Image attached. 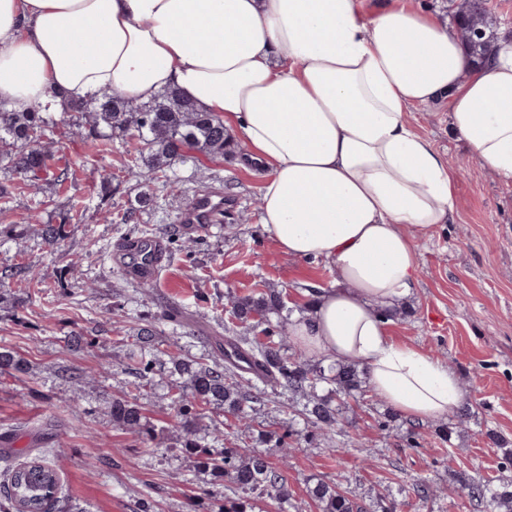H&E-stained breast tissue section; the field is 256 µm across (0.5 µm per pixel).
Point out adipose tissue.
Masks as SVG:
<instances>
[{
    "label": "adipose tissue",
    "instance_id": "ef3b65f1",
    "mask_svg": "<svg viewBox=\"0 0 512 512\" xmlns=\"http://www.w3.org/2000/svg\"><path fill=\"white\" fill-rule=\"evenodd\" d=\"M170 88L269 166L260 222L278 251L336 272L293 322L298 346L366 366L410 422L463 404L456 373L387 331L418 284V235L455 217L448 164L408 115L447 103L453 132L512 182V41L476 68L453 27L390 2L368 18L360 0H0L10 111Z\"/></svg>",
    "mask_w": 512,
    "mask_h": 512
}]
</instances>
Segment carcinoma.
<instances>
[{
  "instance_id": "1",
  "label": "carcinoma",
  "mask_w": 512,
  "mask_h": 512,
  "mask_svg": "<svg viewBox=\"0 0 512 512\" xmlns=\"http://www.w3.org/2000/svg\"><path fill=\"white\" fill-rule=\"evenodd\" d=\"M456 20L458 30L474 34L461 41L473 64H482L497 50L485 0H469L464 8L457 9ZM71 111L92 119L94 135L103 144L111 142L117 131L137 138L142 148L134 158L136 176L147 187L170 185L173 166L185 161L190 152L211 158H234L240 154L224 124L197 111L190 99L177 90L150 103L129 102L105 91L98 98L73 104ZM71 127V120H56L48 112H10L0 106V167L30 186L50 176L64 183L68 168L53 167L55 151L48 139L55 131ZM41 236L47 245L57 246L66 236L65 225L45 224ZM229 305V316L245 328L258 331L264 340L227 337L228 350L221 362L174 360L175 371L182 377L171 385V402L180 418L185 450L194 465L208 471L214 480L232 485V495L224 496V505L218 512H253L249 495L255 492L276 501L288 498L285 470L273 467L269 458L273 451L287 457L286 439L293 436V430L266 437L265 441L272 443L269 451L242 455L236 448L223 447L216 452L195 438L203 411L211 406L223 407L247 427L248 411L254 405L269 397H285L311 434L331 443L337 425L336 398L362 396L366 384L364 372L356 367L325 365L307 359L301 350L285 351L288 309L279 292L238 296L229 300ZM132 361L138 365L136 375L143 381L139 385L142 389L149 382L155 354L136 351ZM10 370L23 372L27 365L11 352L1 351L0 371ZM110 412L114 424L152 439L135 399H113ZM448 472L458 495L467 499L475 512H512V483L498 484L451 468ZM309 494L318 502L320 512H367L366 506L334 483L318 480L309 486ZM22 505L32 512H71L68 499L62 496L59 474L43 455L27 456L0 473V512H18L17 507Z\"/></svg>"
}]
</instances>
